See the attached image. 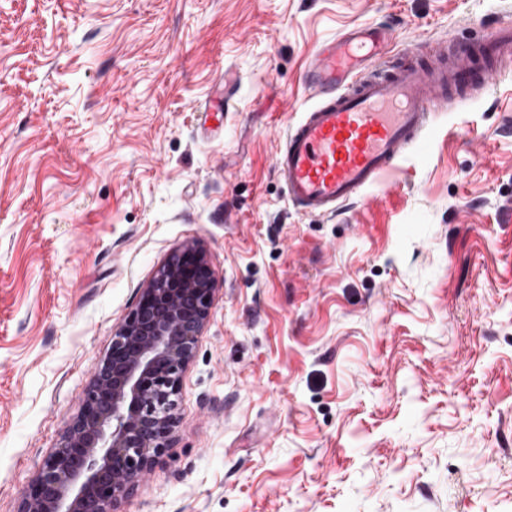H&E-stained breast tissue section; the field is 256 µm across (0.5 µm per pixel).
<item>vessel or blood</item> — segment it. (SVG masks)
<instances>
[{
	"instance_id": "b4317fda",
	"label": "vessel or blood",
	"mask_w": 512,
	"mask_h": 512,
	"mask_svg": "<svg viewBox=\"0 0 512 512\" xmlns=\"http://www.w3.org/2000/svg\"><path fill=\"white\" fill-rule=\"evenodd\" d=\"M393 30L359 25L318 44L302 85L313 103L286 128L274 167L302 212L330 216L379 184L408 153L425 154L437 114L488 93L512 69V20L479 44L428 64L392 60Z\"/></svg>"
}]
</instances>
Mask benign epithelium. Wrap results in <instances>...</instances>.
Masks as SVG:
<instances>
[{
  "label": "benign epithelium",
  "mask_w": 512,
  "mask_h": 512,
  "mask_svg": "<svg viewBox=\"0 0 512 512\" xmlns=\"http://www.w3.org/2000/svg\"><path fill=\"white\" fill-rule=\"evenodd\" d=\"M214 284L195 246L170 255L112 336L81 411L24 491L18 512H119L170 447L181 377Z\"/></svg>",
  "instance_id": "obj_1"
}]
</instances>
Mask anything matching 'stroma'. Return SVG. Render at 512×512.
Returning a JSON list of instances; mask_svg holds the SVG:
<instances>
[{
	"label": "stroma",
	"mask_w": 512,
	"mask_h": 512,
	"mask_svg": "<svg viewBox=\"0 0 512 512\" xmlns=\"http://www.w3.org/2000/svg\"><path fill=\"white\" fill-rule=\"evenodd\" d=\"M509 18L512 0H0V512L187 245L210 315L171 446L121 512H512V74L339 216L298 211L274 169L317 44L386 25L408 63ZM228 70L226 112L202 117Z\"/></svg>",
	"instance_id": "1"
}]
</instances>
